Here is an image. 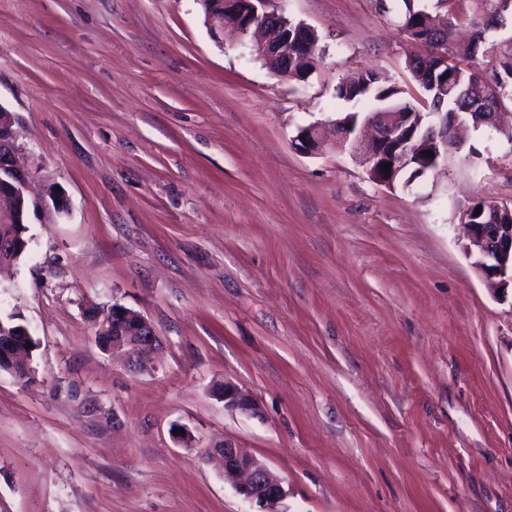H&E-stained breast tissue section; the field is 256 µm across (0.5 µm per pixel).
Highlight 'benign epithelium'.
<instances>
[{
	"label": "benign epithelium",
	"mask_w": 512,
	"mask_h": 512,
	"mask_svg": "<svg viewBox=\"0 0 512 512\" xmlns=\"http://www.w3.org/2000/svg\"><path fill=\"white\" fill-rule=\"evenodd\" d=\"M203 3L206 22L216 34L224 29L234 30L240 37L259 30L264 39L252 46L253 54L267 62L273 73L282 74L288 66V55H303L316 50V45L294 37V31H308L310 27L297 26L283 14L268 9L270 0H249L251 14L246 19L238 16L237 0H200ZM435 120L416 134L401 126V116L392 112L371 114L362 125L371 129V136L357 132V126L342 120L333 122L335 138L349 147V155L358 162L375 182L383 185L394 183L396 174L413 168L421 142L438 145L439 150L423 161L425 171L437 169L448 157V125L441 122V113L434 112ZM294 141L309 155L322 153L328 145L323 124L317 122L298 130ZM23 147L13 133V115L0 113V221L14 224L12 234L0 241L3 265L11 264L29 250L32 239L26 236L30 213L38 214L52 207L59 212L67 209V198L59 191L49 192V199L29 196V186L37 174L20 162ZM391 164L390 174L384 175V164ZM467 239L463 250L473 258V264L488 289L496 296L512 289V223L468 224ZM101 333H110L112 339L106 348L130 354H146L159 345L150 322L140 313L120 304L100 312ZM34 349L12 338L0 342V363L27 362ZM215 394L224 401V409L257 416L260 409L256 401L235 385L223 383ZM208 454L219 457L224 465V479L230 481L237 493L248 502L251 512H284L280 504L287 496L282 480L257 457L236 444L223 441L210 446Z\"/></svg>",
	"instance_id": "7a95c632"
}]
</instances>
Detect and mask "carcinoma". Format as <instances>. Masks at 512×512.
<instances>
[{
  "label": "carcinoma",
  "instance_id": "1",
  "mask_svg": "<svg viewBox=\"0 0 512 512\" xmlns=\"http://www.w3.org/2000/svg\"><path fill=\"white\" fill-rule=\"evenodd\" d=\"M415 0H403L405 10L399 14L402 29L415 42L431 48L426 55L410 56L407 68L422 87L429 101V111L448 113V140H453L454 119L469 110V105L457 93L458 78H468L482 82L484 91L493 97L498 107L505 101H512V56L498 62L489 77L483 78L461 67L448 66V77L432 81V67L439 62L438 55L444 54L452 60L472 58L482 51L485 35L492 29L503 28L512 20V0H476L480 6L479 15L468 19L472 34L468 42L461 44L454 40V28L461 18L446 11L441 14L426 7H417ZM315 69L306 59H293V68L288 78L303 81ZM336 97L351 104L350 109L339 113L345 121L359 120L364 111L370 112H419L418 103L408 99L405 91L397 86L384 84L380 76L372 70H364L352 78L341 82L336 88ZM368 105L363 109L362 105ZM497 202L478 201L469 205L468 216L471 224H509L512 214L495 209ZM480 213H475V210Z\"/></svg>",
  "mask_w": 512,
  "mask_h": 512
}]
</instances>
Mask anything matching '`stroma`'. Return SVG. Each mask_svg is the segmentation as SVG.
<instances>
[{
	"instance_id": "obj_1",
	"label": "stroma",
	"mask_w": 512,
	"mask_h": 512,
	"mask_svg": "<svg viewBox=\"0 0 512 512\" xmlns=\"http://www.w3.org/2000/svg\"><path fill=\"white\" fill-rule=\"evenodd\" d=\"M270 7L316 30L307 80L216 40L199 0H0V107L69 204L0 274L38 342L35 383L0 372V512H248L204 459L222 438L288 512H512V299L458 237L462 207L512 200V128L409 188L302 153L354 72L419 95L426 48L400 0ZM115 303L157 354L98 344L89 311ZM294 141L309 155L322 153L328 145L323 123L319 122L300 128ZM215 394L224 401L225 410L258 416L260 409L256 401L235 385L224 382L216 387Z\"/></svg>"
}]
</instances>
